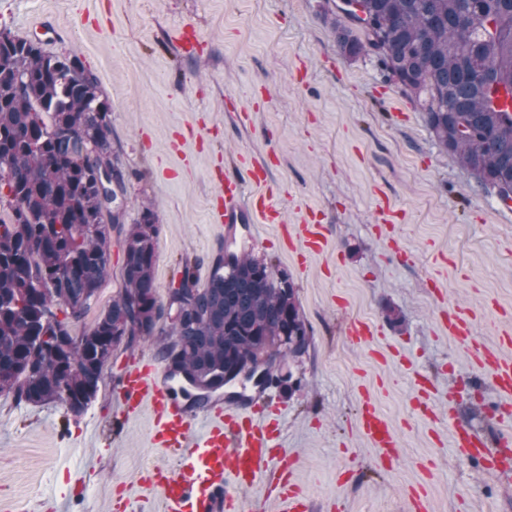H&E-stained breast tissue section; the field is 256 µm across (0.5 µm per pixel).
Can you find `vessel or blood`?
<instances>
[{"mask_svg":"<svg viewBox=\"0 0 512 512\" xmlns=\"http://www.w3.org/2000/svg\"><path fill=\"white\" fill-rule=\"evenodd\" d=\"M239 165L240 173L224 175L220 222L280 223L281 212L272 201L268 184V165L244 158ZM297 236L308 250H318L325 240L324 226L315 214H307ZM475 362L489 371L499 394L512 395V358L487 349L476 355ZM171 391L169 379L159 377L150 363L132 364L118 390L122 419L149 412L154 446L179 452L177 469L154 471L151 487L159 492L164 512H243V503L236 501L231 489L254 485L270 460L268 450L276 439L274 432L262 424L260 407L229 399L223 406L192 416L178 407ZM360 428L376 448L391 453L399 446L388 421L371 403L361 406ZM455 441L462 453L490 471L512 453V443L505 441L500 448H488L483 439L462 426L455 429ZM276 484L283 512H302L294 484L283 476Z\"/></svg>","mask_w":512,"mask_h":512,"instance_id":"vessel-or-blood-1","label":"vessel or blood"}]
</instances>
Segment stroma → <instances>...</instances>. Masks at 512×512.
I'll list each match as a JSON object with an SVG mask.
<instances>
[{"label":"stroma","instance_id":"35a3bbf8","mask_svg":"<svg viewBox=\"0 0 512 512\" xmlns=\"http://www.w3.org/2000/svg\"><path fill=\"white\" fill-rule=\"evenodd\" d=\"M335 0H0V28L78 58L111 108L112 149L127 171V217L157 212L154 277L167 295L184 261L207 280L224 250L286 272L309 329L287 361L296 387L236 383L264 404L280 447L257 485L256 512L288 467L306 512H512V471L458 453L462 425L496 446L512 437L508 400L448 335V311L474 314L479 344L512 334V204L484 194L436 143L426 115L374 56L344 58ZM192 24L196 56L177 35ZM270 161L278 224H215L221 177L239 157ZM320 252L290 249L307 212ZM394 309L398 322L385 317ZM374 338L348 336L351 321ZM163 365L161 342L119 346L86 410L0 396V512H162L149 469L178 459L150 440V415L121 420L115 389L132 361ZM430 384L418 408L415 375ZM370 399L396 430L386 464L361 434Z\"/></svg>","mask_w":512,"mask_h":512}]
</instances>
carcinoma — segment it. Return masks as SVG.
Instances as JSON below:
<instances>
[{
	"mask_svg": "<svg viewBox=\"0 0 512 512\" xmlns=\"http://www.w3.org/2000/svg\"><path fill=\"white\" fill-rule=\"evenodd\" d=\"M332 19L342 55L376 57L409 92L439 147L487 195L512 196V0H356ZM0 59V390L32 404L94 400L103 377L97 351L169 337L178 372L221 376L262 349L297 356L310 336L293 283L230 250L205 283L186 263L172 296L182 315L156 332L157 214L141 206L126 224V173L110 141L111 113L98 78L75 57L47 54L14 35ZM117 169L112 180L95 174ZM121 237L122 286L92 325L83 323L108 272L111 232Z\"/></svg>",
	"mask_w": 512,
	"mask_h": 512,
	"instance_id": "cac0c4a2",
	"label": "carcinoma"
}]
</instances>
